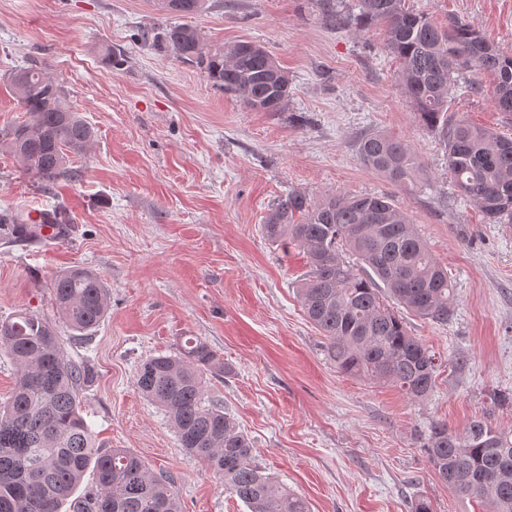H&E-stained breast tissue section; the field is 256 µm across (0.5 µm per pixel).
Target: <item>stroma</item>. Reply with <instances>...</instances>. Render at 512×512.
<instances>
[{
	"instance_id": "35a3bbf8",
	"label": "stroma",
	"mask_w": 512,
	"mask_h": 512,
	"mask_svg": "<svg viewBox=\"0 0 512 512\" xmlns=\"http://www.w3.org/2000/svg\"><path fill=\"white\" fill-rule=\"evenodd\" d=\"M405 6L442 25L456 17L512 56V0ZM191 23L212 48L263 45L288 73L287 113L250 110L198 66L138 41L167 24L151 0H0V215L59 208L67 220L52 241H20L0 226V319L53 316V282L70 267L102 279L110 303L100 325L79 340L59 329L71 356L97 372L83 415L100 450L129 449L171 475L183 512H248L135 385L142 360L189 336L226 367L207 376L206 400L222 404L258 463L311 512H413L420 498L432 512H479L439 481L422 438L441 421L457 432L479 419L512 430V221L489 223L458 196L442 140L403 93L383 25L331 26L316 0H206ZM31 56L96 132L71 160L73 177L47 188L3 141L27 118L6 77ZM464 80L449 119L512 138L492 77ZM371 132L414 150L426 170L418 188L360 163L357 143ZM291 189L390 196L447 269V322L403 316L436 357L426 398L343 374L327 358L297 295L305 258L262 231L269 204Z\"/></svg>"
}]
</instances>
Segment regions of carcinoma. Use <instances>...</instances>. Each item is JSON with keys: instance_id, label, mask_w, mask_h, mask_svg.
Returning <instances> with one entry per match:
<instances>
[{"instance_id": "cac0c4a2", "label": "carcinoma", "mask_w": 512, "mask_h": 512, "mask_svg": "<svg viewBox=\"0 0 512 512\" xmlns=\"http://www.w3.org/2000/svg\"><path fill=\"white\" fill-rule=\"evenodd\" d=\"M153 0L159 13L188 19L204 0ZM324 4L330 21L346 26L382 24L386 47L401 65L403 93L422 125L439 132L448 171L462 196L492 224L512 217V139L464 119L448 123L455 74L470 70L496 81L495 107L512 113V56L480 30L454 18L437 26L405 0H356L354 18ZM178 59L199 65L212 85L259 112L288 111V74L264 46L249 41L208 47L192 24L164 33ZM8 79L27 121L9 132L8 148L25 171L43 183L71 174L69 158L84 155L95 138L75 112L58 79L38 62L12 70ZM361 164L389 182L413 185L423 165L404 142L375 132L357 145ZM273 243L293 245L309 265L298 288L303 311L324 336L328 358L343 374L384 381L410 400L428 396L435 363L410 335L390 302L444 323L454 291L448 271L433 257L408 214L385 195L329 194L315 198L292 190L273 203L263 224ZM59 321L87 335L107 314L108 290L84 267L53 283ZM0 348L16 368L9 400L0 404V512H182L170 475L156 472L126 448L97 449L82 415L83 391L93 365L73 359L55 324L19 311L0 321ZM224 370L216 352L188 338L174 355L151 356L137 367L138 390L167 414L179 444L224 477V489L248 512H309L307 502L280 486L256 462L252 442L216 403L204 404L205 376ZM438 478L486 512H512V432L477 420L461 433L433 423L424 445ZM95 487L72 495L87 471Z\"/></svg>"}]
</instances>
